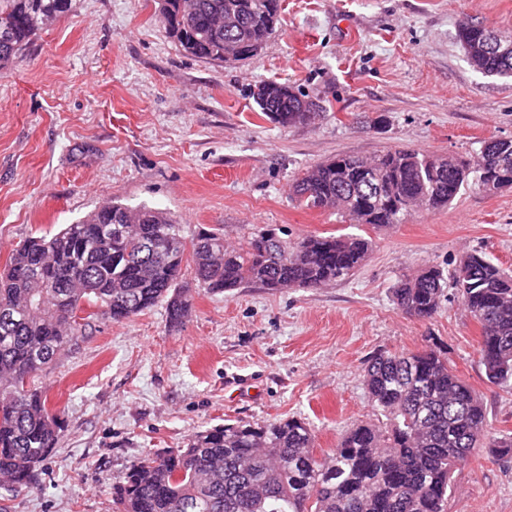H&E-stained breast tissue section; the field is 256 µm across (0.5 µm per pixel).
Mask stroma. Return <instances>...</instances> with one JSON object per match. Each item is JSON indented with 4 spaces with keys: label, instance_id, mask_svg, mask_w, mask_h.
I'll return each mask as SVG.
<instances>
[{
    "label": "stroma",
    "instance_id": "stroma-1",
    "mask_svg": "<svg viewBox=\"0 0 512 512\" xmlns=\"http://www.w3.org/2000/svg\"><path fill=\"white\" fill-rule=\"evenodd\" d=\"M160 5L71 0L0 70V270L24 239L107 200L168 211L190 232L220 229L232 244L270 226L292 239L357 233L374 249L354 275L316 289L213 295L184 276L191 312L175 327L161 304L92 320L30 380L65 428L32 488L0 484V508L113 512L112 487L134 463L225 423L298 417L329 451L378 417L369 357L430 337L481 396L491 434L512 437V388L487 381L481 327L455 288L426 321L392 297L403 276L450 271L468 250L512 270V190L471 188L381 230L289 194L341 154L405 147L470 161L487 139H512V77L475 71L457 38L465 23L512 33V0H281L262 50L223 64L186 55ZM270 80L316 101V119L283 127L261 116L249 91ZM455 483L448 512H512V460L479 453Z\"/></svg>",
    "mask_w": 512,
    "mask_h": 512
}]
</instances>
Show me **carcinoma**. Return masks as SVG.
Wrapping results in <instances>:
<instances>
[{
	"label": "carcinoma",
	"mask_w": 512,
	"mask_h": 512,
	"mask_svg": "<svg viewBox=\"0 0 512 512\" xmlns=\"http://www.w3.org/2000/svg\"><path fill=\"white\" fill-rule=\"evenodd\" d=\"M71 0H0V69L32 35L67 12ZM169 32L182 51L224 62L230 44L240 59L264 44L280 23V0H163ZM469 64L489 77H512V51L484 43L471 25L458 31ZM255 101L281 126L309 122L305 95L288 82L265 81ZM484 164L419 150L391 148L364 159L340 155L291 184L308 208L334 210L351 224H402L417 210L448 207L467 188L512 186V139L484 142ZM112 225V242L99 237ZM372 240L313 235L291 240L270 228L232 246L216 229L186 235L160 209L106 201L75 224L23 241L0 272V481L31 487L36 469L57 448L62 422L28 380L81 335L85 304L114 322L166 304L182 324L191 295L185 272L209 293L252 284L270 291L321 288L353 275ZM467 314L481 326L480 356L488 382L512 380V273L473 251L450 273ZM443 271L425 266L394 288L408 317L428 320L444 297ZM383 420L348 430L332 452L314 451L308 424L291 417L269 424L238 421L196 433L186 448L146 457L113 488L116 512H445L455 472L487 448L512 458V439L490 436L482 399L455 373L448 355L426 348L374 356L364 374Z\"/></svg>",
	"instance_id": "1"
}]
</instances>
